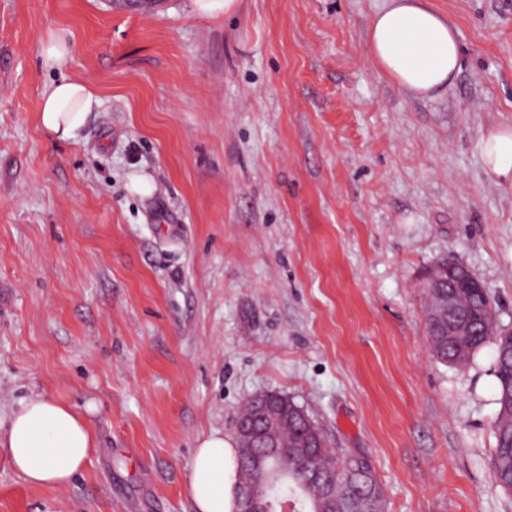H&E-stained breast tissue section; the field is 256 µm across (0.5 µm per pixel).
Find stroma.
I'll use <instances>...</instances> for the list:
<instances>
[{
	"label": "stroma",
	"mask_w": 512,
	"mask_h": 512,
	"mask_svg": "<svg viewBox=\"0 0 512 512\" xmlns=\"http://www.w3.org/2000/svg\"><path fill=\"white\" fill-rule=\"evenodd\" d=\"M382 4L0 0V423L55 395L97 438L62 488L0 454V512H193L199 439L261 391L367 458L387 512H512L494 349L436 361L422 287L456 258L512 327V188L476 149L512 124V0H433L462 66L426 99L367 57ZM62 75L99 98L68 141L38 120ZM69 54V44L61 37L50 35L42 43L41 58L43 66L46 68L61 67L66 63Z\"/></svg>",
	"instance_id": "1"
}]
</instances>
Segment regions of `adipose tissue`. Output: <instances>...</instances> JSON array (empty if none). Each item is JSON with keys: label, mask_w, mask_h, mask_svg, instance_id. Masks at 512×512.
I'll return each mask as SVG.
<instances>
[{"label": "adipose tissue", "mask_w": 512, "mask_h": 512, "mask_svg": "<svg viewBox=\"0 0 512 512\" xmlns=\"http://www.w3.org/2000/svg\"><path fill=\"white\" fill-rule=\"evenodd\" d=\"M367 43L382 74L416 98L447 90L461 70L456 29L431 0H385L370 22ZM95 102L91 87L62 79L43 93L39 124L58 139H72ZM477 149L488 179L512 187V125L489 128ZM94 448L85 416L72 404L46 395L21 402L0 436V450L10 466L34 487L69 485ZM237 455L234 441L221 433L200 439L188 486L196 512H238Z\"/></svg>", "instance_id": "adipose-tissue-1"}]
</instances>
